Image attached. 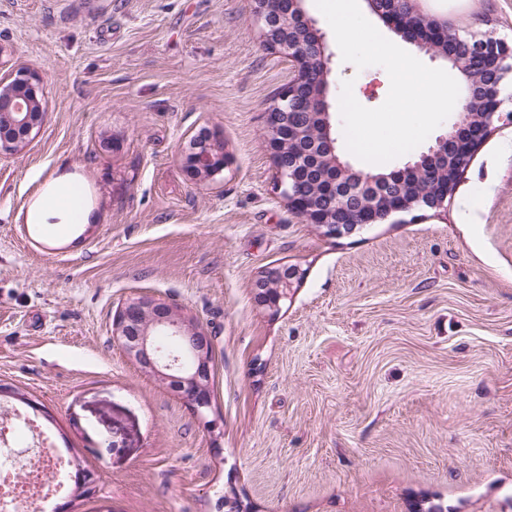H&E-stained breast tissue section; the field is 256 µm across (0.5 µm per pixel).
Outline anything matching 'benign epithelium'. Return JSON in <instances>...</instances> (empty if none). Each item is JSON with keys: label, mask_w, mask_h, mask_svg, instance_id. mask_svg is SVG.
Masks as SVG:
<instances>
[{"label": "benign epithelium", "mask_w": 512, "mask_h": 512, "mask_svg": "<svg viewBox=\"0 0 512 512\" xmlns=\"http://www.w3.org/2000/svg\"><path fill=\"white\" fill-rule=\"evenodd\" d=\"M370 10L387 27L404 30L420 49L432 53L452 65L461 73L479 65L486 81L477 90L466 86L453 109V119L448 133L437 139L436 145L422 154L418 160L407 162L393 169L388 175L377 177L371 173H360L347 182V192L337 193L327 206L311 207L308 201L296 192L295 168L306 159L299 153L291 155L288 165H281L285 140L279 133V124L267 123L266 148L276 169V188L288 202V207L300 215L308 224L317 225L323 234L339 238L352 233L349 226L336 220V213L348 209L349 199L359 201L364 221L360 227L381 224L398 209L389 204V199L400 192L405 173L411 170H432L437 157L458 158V168H466L483 140H476L464 151L453 147L470 127L478 128V135L487 137L499 128V124L512 121V113L503 111L505 99L502 92L512 78V45L489 35L464 38L456 33L447 19L422 10L419 0H366ZM294 13L277 16L271 11L268 0L254 2L253 16L264 46L283 55L291 64L293 76L282 88L267 109V112L288 114L296 107L298 90L315 72L328 86L330 61L325 35L308 16L303 2L293 0ZM304 27L310 33L307 40H294L281 35L292 28ZM42 77L34 70H19L9 84L18 90L37 87ZM323 112L322 132L328 144V155L336 166V176L342 177L353 171V167L337 155L336 139L332 137V116L325 99L320 95ZM10 112L11 130L0 128V148L12 150L24 146L42 125L45 112L36 96L0 97V111ZM205 142L195 144L181 155L183 167L189 177L203 182L222 171L227 164L224 146L211 131L203 135ZM299 275L295 268L270 266L263 270L254 283V299L262 307L276 311L280 303L288 299L294 280ZM114 339L125 355L143 372L182 399L200 418H205L211 407V369L213 344L211 337L198 322L188 317L176 304L148 296L131 298L124 302L112 323ZM75 490L83 496L96 492L95 475L91 470H76Z\"/></svg>", "instance_id": "obj_1"}]
</instances>
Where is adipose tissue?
Here are the masks:
<instances>
[{
  "mask_svg": "<svg viewBox=\"0 0 512 512\" xmlns=\"http://www.w3.org/2000/svg\"><path fill=\"white\" fill-rule=\"evenodd\" d=\"M30 224H92L96 216L84 198L80 182L70 174L52 178L31 203L26 217Z\"/></svg>",
  "mask_w": 512,
  "mask_h": 512,
  "instance_id": "adipose-tissue-1",
  "label": "adipose tissue"
}]
</instances>
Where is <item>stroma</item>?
<instances>
[{
  "label": "stroma",
  "instance_id": "35a3bbf8",
  "mask_svg": "<svg viewBox=\"0 0 512 512\" xmlns=\"http://www.w3.org/2000/svg\"><path fill=\"white\" fill-rule=\"evenodd\" d=\"M426 8L512 42V0ZM21 66L46 117L0 152V384L95 472L69 512H512V124L446 213L329 238L276 188L266 110L291 67L253 0H0V78ZM331 68V106L346 80L385 101L384 68ZM204 129L228 164L196 182L181 153ZM67 172L97 223L31 238ZM277 265L301 276L274 312L253 284ZM140 295L212 337L207 419L113 339Z\"/></svg>",
  "mask_w": 512,
  "mask_h": 512
}]
</instances>
